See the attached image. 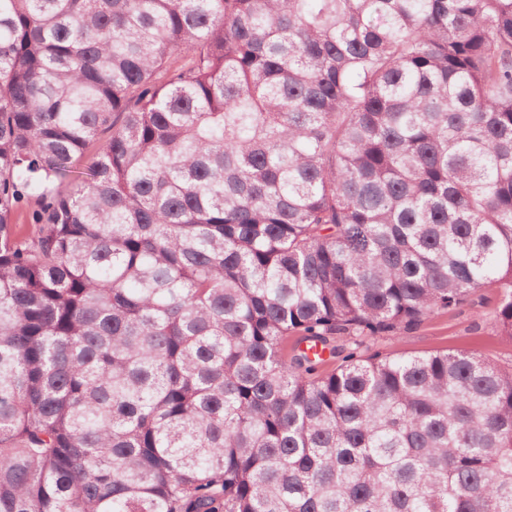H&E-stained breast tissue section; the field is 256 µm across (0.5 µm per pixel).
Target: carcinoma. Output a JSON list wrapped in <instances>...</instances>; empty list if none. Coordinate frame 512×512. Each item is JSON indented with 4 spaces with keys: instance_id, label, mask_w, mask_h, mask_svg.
<instances>
[{
    "instance_id": "cac0c4a2",
    "label": "carcinoma",
    "mask_w": 512,
    "mask_h": 512,
    "mask_svg": "<svg viewBox=\"0 0 512 512\" xmlns=\"http://www.w3.org/2000/svg\"><path fill=\"white\" fill-rule=\"evenodd\" d=\"M489 287L512 0H0V512H512ZM497 302V289L486 288L473 303L435 314L415 329L377 338L371 346L372 351L401 357L470 350L500 365H511L512 340L497 335L489 321Z\"/></svg>"
}]
</instances>
